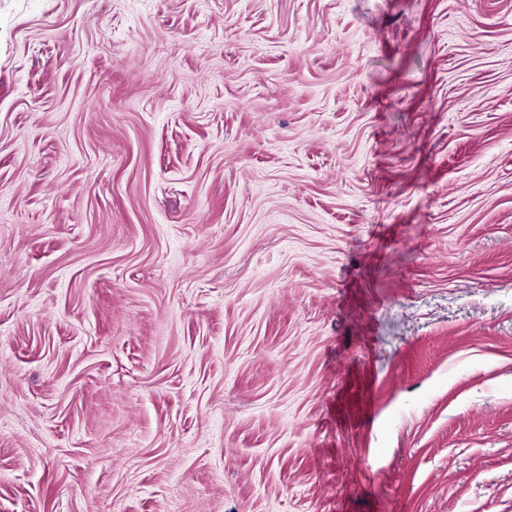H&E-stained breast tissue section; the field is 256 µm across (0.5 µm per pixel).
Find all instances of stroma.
<instances>
[{
    "instance_id": "stroma-1",
    "label": "stroma",
    "mask_w": 512,
    "mask_h": 512,
    "mask_svg": "<svg viewBox=\"0 0 512 512\" xmlns=\"http://www.w3.org/2000/svg\"><path fill=\"white\" fill-rule=\"evenodd\" d=\"M0 512H512V0H0Z\"/></svg>"
}]
</instances>
